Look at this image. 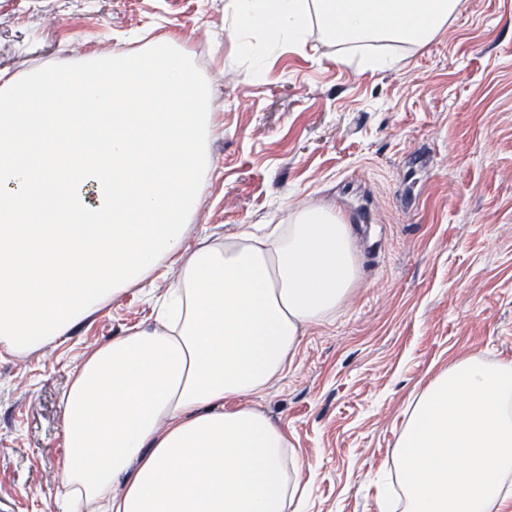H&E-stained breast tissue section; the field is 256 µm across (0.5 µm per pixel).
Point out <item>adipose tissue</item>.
<instances>
[{"label":"adipose tissue","instance_id":"1","mask_svg":"<svg viewBox=\"0 0 512 512\" xmlns=\"http://www.w3.org/2000/svg\"><path fill=\"white\" fill-rule=\"evenodd\" d=\"M462 5L230 0V19L260 77L269 54L304 46L310 22L343 44L423 45ZM358 277L352 229L327 209L196 250L155 326L128 329L78 368L63 396L64 482L112 512H290L299 465L284 432L224 400L262 393L302 329L334 314ZM394 466L403 512H499L512 501V362H451L416 398Z\"/></svg>","mask_w":512,"mask_h":512}]
</instances>
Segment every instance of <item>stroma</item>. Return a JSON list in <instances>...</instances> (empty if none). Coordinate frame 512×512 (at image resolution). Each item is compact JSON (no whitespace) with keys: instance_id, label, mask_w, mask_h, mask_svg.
Segmentation results:
<instances>
[{"instance_id":"obj_1","label":"stroma","mask_w":512,"mask_h":512,"mask_svg":"<svg viewBox=\"0 0 512 512\" xmlns=\"http://www.w3.org/2000/svg\"><path fill=\"white\" fill-rule=\"evenodd\" d=\"M229 0H0V70L24 76L167 34L214 93L210 168L182 251L25 353L0 349V512H68L63 394L82 361L154 324L181 265L247 224L325 207L359 279L248 403L300 464L299 512H388L413 400L449 362L512 361V0H468L426 45H305L248 75ZM395 53L387 70L362 55Z\"/></svg>"}]
</instances>
